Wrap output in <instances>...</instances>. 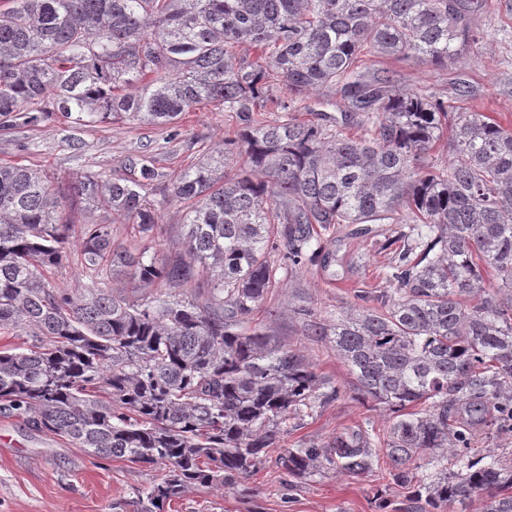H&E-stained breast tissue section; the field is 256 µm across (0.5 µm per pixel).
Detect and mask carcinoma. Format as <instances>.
<instances>
[{
	"instance_id": "cac0c4a2",
	"label": "carcinoma",
	"mask_w": 512,
	"mask_h": 512,
	"mask_svg": "<svg viewBox=\"0 0 512 512\" xmlns=\"http://www.w3.org/2000/svg\"><path fill=\"white\" fill-rule=\"evenodd\" d=\"M482 0H0V128L19 113L83 125L124 113L175 125L196 110L227 112L233 136L164 190L188 231L159 264L143 241L157 215L146 184L83 175L75 194L134 226L117 245L85 223L90 282L52 285L76 216L58 212L40 170L0 162V401L96 458L169 473L141 512L189 486L224 487L277 447L288 419L333 399L329 382L252 315L299 267L336 262L334 224H382L405 203L391 293L365 295L326 324L288 312L307 336H329L358 389L393 413V476L432 469L419 494L434 510L485 496L512 512V457L476 459L483 431L512 433V128L480 112L448 122L439 102L369 77L360 57L447 67L473 41ZM330 89L340 118L291 110L285 96ZM276 112L269 122L265 114ZM448 166L424 164L444 128ZM126 278L145 293L113 289ZM377 442L362 425L321 447L282 448L305 476L359 477ZM456 471L448 472V457Z\"/></svg>"
}]
</instances>
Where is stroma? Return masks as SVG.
Masks as SVG:
<instances>
[{
  "label": "stroma",
  "mask_w": 512,
  "mask_h": 512,
  "mask_svg": "<svg viewBox=\"0 0 512 512\" xmlns=\"http://www.w3.org/2000/svg\"><path fill=\"white\" fill-rule=\"evenodd\" d=\"M471 25L477 38L466 62L443 68L416 59L369 56L364 71L373 76L389 69L400 88L441 102L449 112H480L512 127V0H484ZM227 130L226 113L207 110L190 113L176 126L120 115L87 125L22 120L11 130H0V160H24L44 169L63 213L75 205V177L133 180L142 165L153 166L157 178L149 199L158 224L150 253L161 262L174 256L186 232L178 204L163 195L162 187L182 161L200 159L223 142ZM395 231V225L376 224L370 234L360 236L352 225L331 226L324 238L336 251L335 264L301 268L300 288H277L266 297L258 315L262 328L281 345L296 349L339 390L337 399L302 424H289L281 447L321 446L337 431L364 423L374 434H386L388 412L358 390L328 338L304 335L286 307L304 296L321 319L330 321L357 305L359 292L389 290ZM168 471L161 461L95 458L36 429L17 411L0 410V512H141L142 497ZM424 507L415 483L393 479L387 452L380 448L372 471L360 478L335 470L299 478L269 458L233 486L188 489L163 512H424Z\"/></svg>",
  "instance_id": "35a3bbf8"
}]
</instances>
